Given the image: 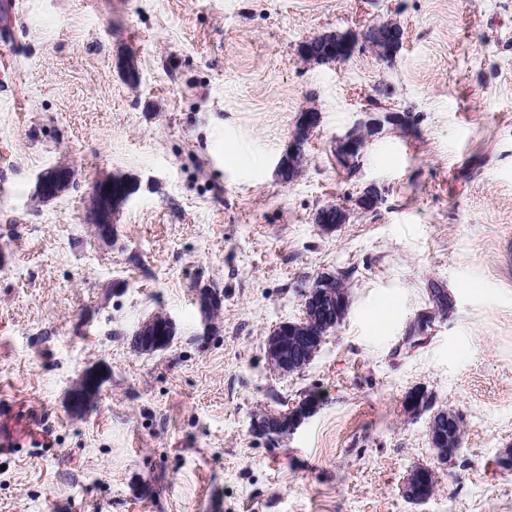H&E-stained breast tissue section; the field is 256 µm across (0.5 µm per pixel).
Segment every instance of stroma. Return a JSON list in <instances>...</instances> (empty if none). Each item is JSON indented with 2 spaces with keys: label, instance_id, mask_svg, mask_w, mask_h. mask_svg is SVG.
<instances>
[{
  "label": "stroma",
  "instance_id": "stroma-1",
  "mask_svg": "<svg viewBox=\"0 0 512 512\" xmlns=\"http://www.w3.org/2000/svg\"><path fill=\"white\" fill-rule=\"evenodd\" d=\"M386 20L404 30L393 62L298 56ZM374 104L411 123L348 175L336 138ZM309 107L321 121L285 184ZM62 162L67 192L37 199ZM106 174L138 189L103 241ZM370 184L376 211L314 224ZM325 274L348 313L280 375L265 340ZM435 288L448 313L415 335ZM204 289L221 299L207 325ZM154 316L175 336L139 351ZM88 369L103 382L77 410ZM417 389L432 408L413 415ZM308 394L292 433H252ZM435 409L462 421L445 462ZM0 437V512H512V0H0ZM422 465L437 488L413 504ZM320 119V112L315 108H307L300 113L293 140L277 166V172L283 183H291L296 178L298 167L295 162L301 156L304 142L320 124ZM349 207L344 205H330L319 209L314 215V223L322 227L333 228L338 224H345L350 215ZM335 214V217H334ZM437 476L430 467H417L409 474L404 488V496L412 501L424 502L429 499L426 495L428 485L434 484Z\"/></svg>",
  "mask_w": 512,
  "mask_h": 512
}]
</instances>
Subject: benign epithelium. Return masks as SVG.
<instances>
[{"label": "benign epithelium", "instance_id": "7a95c632", "mask_svg": "<svg viewBox=\"0 0 512 512\" xmlns=\"http://www.w3.org/2000/svg\"><path fill=\"white\" fill-rule=\"evenodd\" d=\"M402 28L393 21H385L372 27L365 35L364 41L349 32L323 33L309 38L299 46V57L308 63L321 64L333 54L338 62H346L357 50L369 48L380 60L390 62L403 45ZM364 118L358 120L342 136L336 138L334 158L336 164L349 174L354 173L363 156L370 138L379 133L384 124L405 127L410 122L407 112L393 111L387 108L367 109ZM320 112L315 108L303 110L298 118L293 140L286 153L281 157L277 172L280 180L288 184L298 173L296 161L301 156V148L310 134L320 124ZM70 185L66 165L59 164L41 172L35 182L37 197L49 201L59 197ZM134 184L125 176L107 174L100 177L93 185L91 196L97 204V221L99 238H112V216L133 193ZM383 198L378 189L369 185L353 200L354 208L362 212L374 211ZM350 209L344 205H330L319 209L314 215V223L326 228L344 224L348 220ZM303 308L312 312L324 313V318L331 326H337L348 311V298L341 292L325 289H311L304 294ZM298 324L285 321L279 324L275 335L266 340V358L272 369L281 375L288 374L291 368L304 367V361H312L318 349L311 347L312 337L293 336ZM175 325L169 318L159 321L152 317L142 324L135 334L136 343L142 348H156L173 340ZM293 339H288V336ZM102 382L96 371H88L82 376L83 388L72 395L74 405L81 406L97 394ZM317 409V401L306 397L286 412H266L252 422V431L269 439L282 437V431L291 432L309 418ZM461 421L457 414L449 413L448 419L438 423H429V439L440 459H448V454L456 453V435ZM436 473L430 467H417L409 474L404 488V496L412 501L424 502L428 486L434 484Z\"/></svg>", "mask_w": 512, "mask_h": 512}]
</instances>
